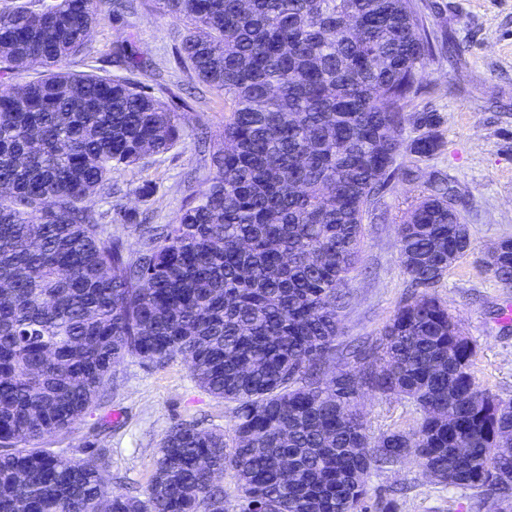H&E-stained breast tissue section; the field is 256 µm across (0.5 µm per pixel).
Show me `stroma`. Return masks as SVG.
<instances>
[{
    "label": "stroma",
    "mask_w": 512,
    "mask_h": 512,
    "mask_svg": "<svg viewBox=\"0 0 512 512\" xmlns=\"http://www.w3.org/2000/svg\"><path fill=\"white\" fill-rule=\"evenodd\" d=\"M426 5L429 29L448 35V53L427 61L421 94L407 112H431L443 142L430 161L413 162L410 144L417 136L407 126L398 166L413 165L412 178L394 176L363 225L360 262L348 277L347 303L340 313L337 350L375 341L408 298L394 230L412 204L427 192L434 171L447 172L464 197L461 209L471 238L470 250L448 271L438 296L477 345L473 372L481 388L512 399V325L503 311L512 291L500 288L485 268L490 246L512 236V0H439ZM182 22L160 0H132L120 16L107 17L90 38V52L71 58L72 72L112 75L115 42L133 37L146 67L136 81L177 112L183 137L170 152L113 174L112 195L96 196L99 212L149 213L154 223L170 224L191 197L201 195L214 175L212 154L224 135V97L194 83L177 53ZM371 436L411 428L418 414L404 398L364 393L359 399ZM204 418L206 426L234 437L232 404L201 391L178 358L161 367L129 361L119 367L101 407L65 434L46 438L44 447L81 457L88 443L110 449L112 473L123 476L113 492L143 490L150 480L157 448L170 426L181 419ZM372 497L392 512H512V503L489 508L471 491L444 488L426 477L416 459L373 471Z\"/></svg>",
    "instance_id": "stroma-1"
}]
</instances>
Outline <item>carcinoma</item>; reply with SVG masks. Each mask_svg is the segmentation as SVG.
I'll return each mask as SVG.
<instances>
[{
	"mask_svg": "<svg viewBox=\"0 0 512 512\" xmlns=\"http://www.w3.org/2000/svg\"><path fill=\"white\" fill-rule=\"evenodd\" d=\"M178 52L229 115L210 186L138 248L88 205L145 149L182 138L175 110L126 76L73 73L89 30L126 0L0 10V512H386L367 477L412 453L422 472L491 505L512 500V401L476 382V344L436 295L470 247L454 182L395 225L411 288L376 343L336 356L343 285L363 224L410 153H440L429 112L404 111L424 61L445 52L412 0H162ZM142 67L132 37L112 51ZM490 273L512 289V237ZM181 358L235 404L232 447L196 420L162 439L147 487L114 494L108 449L71 458L37 442L102 404L127 359ZM364 390L410 400V430L372 437Z\"/></svg>",
	"mask_w": 512,
	"mask_h": 512,
	"instance_id": "carcinoma-1",
	"label": "carcinoma"
}]
</instances>
